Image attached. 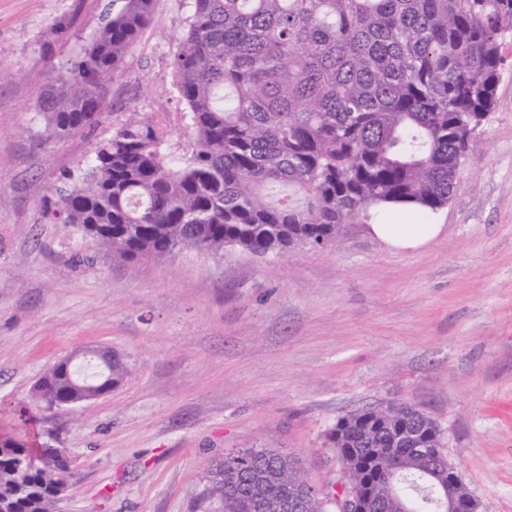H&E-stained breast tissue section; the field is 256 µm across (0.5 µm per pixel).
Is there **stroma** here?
<instances>
[{
  "instance_id": "35a3bbf8",
  "label": "stroma",
  "mask_w": 512,
  "mask_h": 512,
  "mask_svg": "<svg viewBox=\"0 0 512 512\" xmlns=\"http://www.w3.org/2000/svg\"><path fill=\"white\" fill-rule=\"evenodd\" d=\"M109 0H0V433L38 419L67 449L62 512H205V471L226 453L296 457L320 492L342 466L328 439L366 406L408 404L480 512H512V46L488 121L469 140L442 233L395 251L365 224L283 257L186 247L127 268L51 220L46 201L85 169L126 113L188 150L170 57L189 0H155L89 134L46 138L37 94ZM72 21L68 37L50 33ZM88 347L127 373L103 398L49 412L33 389Z\"/></svg>"
}]
</instances>
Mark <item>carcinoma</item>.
I'll return each instance as SVG.
<instances>
[{
	"label": "carcinoma",
	"instance_id": "1",
	"mask_svg": "<svg viewBox=\"0 0 512 512\" xmlns=\"http://www.w3.org/2000/svg\"><path fill=\"white\" fill-rule=\"evenodd\" d=\"M155 0H112L89 41L37 96L46 137L91 132L109 87L148 26ZM512 43V0H190L171 58L190 118V154L164 152L167 132L127 113L99 141L76 182L56 190L52 216L129 266L183 247L285 256L327 246L348 224L395 205H448L471 137L486 123ZM81 389L63 365L37 400L67 408ZM25 429L0 436V512H60L67 449ZM350 478L317 499L328 512L350 486L379 502L399 495L436 508L429 473L448 463L425 413L366 408L337 421ZM249 479L275 465L266 494L286 498L300 463L273 449L229 453ZM209 512H236L218 466L205 475Z\"/></svg>",
	"mask_w": 512,
	"mask_h": 512
}]
</instances>
